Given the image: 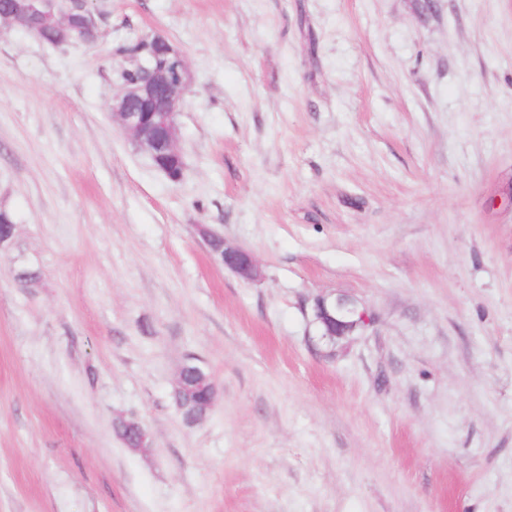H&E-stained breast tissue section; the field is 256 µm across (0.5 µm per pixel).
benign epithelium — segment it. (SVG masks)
Segmentation results:
<instances>
[{"label":"benign epithelium","instance_id":"1","mask_svg":"<svg viewBox=\"0 0 512 512\" xmlns=\"http://www.w3.org/2000/svg\"><path fill=\"white\" fill-rule=\"evenodd\" d=\"M105 19L106 15L91 10L84 16L74 14L72 0H8L0 10V20L6 25L31 27L36 30V38L40 28L50 27L67 44L86 43L87 31H102ZM152 44L151 51L130 59L145 77L120 83L109 109L112 120L130 136L137 149L149 151L155 167L176 181L184 169L177 116L191 92L193 77L184 54L170 41L157 34ZM222 263L245 281L261 278L253 256L239 247L224 244ZM372 324L371 313L345 295L317 297L309 316L313 335L332 348Z\"/></svg>","mask_w":512,"mask_h":512}]
</instances>
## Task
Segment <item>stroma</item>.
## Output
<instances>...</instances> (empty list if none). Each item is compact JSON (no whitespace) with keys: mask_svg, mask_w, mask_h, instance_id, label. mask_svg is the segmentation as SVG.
<instances>
[{"mask_svg":"<svg viewBox=\"0 0 512 512\" xmlns=\"http://www.w3.org/2000/svg\"><path fill=\"white\" fill-rule=\"evenodd\" d=\"M106 5L92 45L0 25V512H512V0ZM156 33L177 182L109 110ZM329 294L374 319L332 357ZM210 251L216 257L218 252H224L222 263L245 281H256L261 278L260 268L253 256L242 248L231 246L216 239L210 244ZM196 366L201 369L197 372ZM186 381L193 391V397L197 402L206 401L211 394V384L213 379L211 375L198 365H192L186 370Z\"/></svg>","mask_w":512,"mask_h":512,"instance_id":"35a3bbf8","label":"stroma"}]
</instances>
